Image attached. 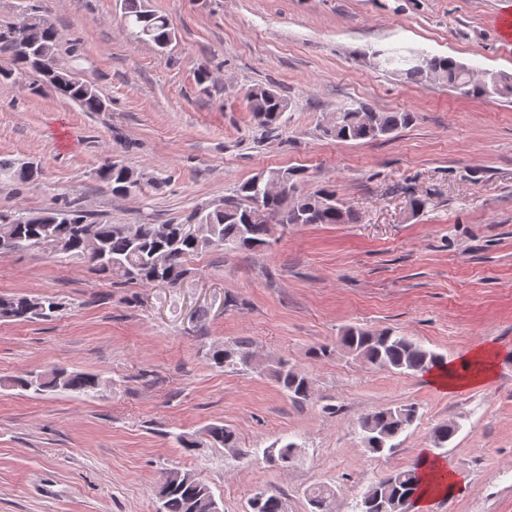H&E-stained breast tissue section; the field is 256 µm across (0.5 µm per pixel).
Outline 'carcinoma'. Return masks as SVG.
<instances>
[{
	"label": "carcinoma",
	"instance_id": "carcinoma-1",
	"mask_svg": "<svg viewBox=\"0 0 512 512\" xmlns=\"http://www.w3.org/2000/svg\"><path fill=\"white\" fill-rule=\"evenodd\" d=\"M122 10L131 34L151 42L159 51L168 47L174 38L168 20L149 10L145 0H122ZM30 20L24 27L0 24V53L9 57L11 67L0 68V80H9L15 69H26L40 77L43 85L59 95L76 102L85 112H102L105 100L96 88L81 80L72 79L73 69L57 57L59 34L42 15L38 7H28ZM421 67L413 64L407 69L411 80H442L471 97L512 98V76L503 73L476 74L449 57L426 56ZM250 111L267 130L279 128L286 110L284 100L273 90H252L247 96ZM413 120L410 112H376L365 104L338 111L337 121L324 135L339 141H371L386 137L407 126ZM40 174L33 162L19 166L9 160H0V177L30 181ZM133 171L127 166L105 161L96 171L98 181L111 188L116 195L125 194L127 180ZM268 177L282 176L292 181L294 192L286 195H268L254 185L250 178L224 198V203L212 208L194 210L181 224H99L84 211L71 206L53 208L37 217H16L0 212V230L3 229L26 249L54 256L51 243L64 242L73 254H84L89 243H95L108 261L96 264V269L107 272L126 284H153L161 276L168 285L179 282L188 273V263L210 251L255 250L267 244L274 224H354L355 213L340 203L325 205V200L336 195L327 185L313 192L297 189L300 172L295 169H273L264 172ZM62 303L50 295L0 296V318L16 322L34 319L50 320L60 311ZM340 347L360 360L379 369L399 373H422L445 364L444 358L407 336L393 331L370 332L352 327L344 333ZM211 360L219 367L238 366L258 369L261 362L247 350L245 342L216 348ZM279 386L299 405L308 403L314 394L313 383L304 373L288 366L283 360L267 366ZM12 386L35 396L48 392L67 391L79 396L93 397L98 393L99 379L93 374L65 369H52L35 377L16 376ZM417 419L413 405L375 408L361 416L357 425L364 448L372 454H382L393 448L392 441L408 430ZM458 427L451 424L437 426L431 435L436 448L448 446ZM206 440L214 447L235 448L237 433L219 424L205 430ZM297 444L288 442L279 448H268L264 454L286 467L292 462ZM172 477L157 489L159 512H218L217 502L206 483L191 471L173 469ZM419 477L416 467L397 470L372 485L363 493L362 512H371L373 501H393L399 512H410L417 497ZM335 492L325 486L314 488L309 494L311 512H333ZM251 512H283L280 496L259 492L249 501Z\"/></svg>",
	"mask_w": 512,
	"mask_h": 512
}]
</instances>
